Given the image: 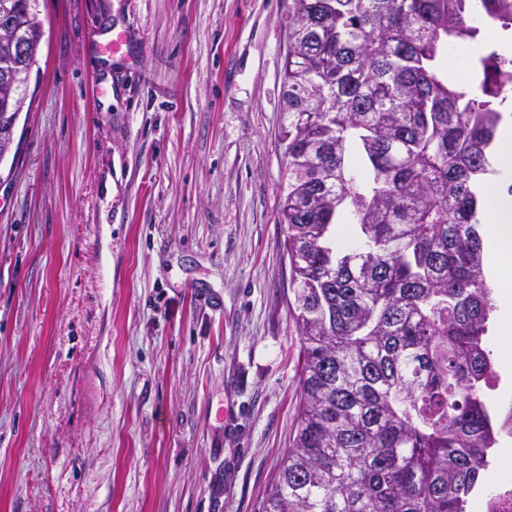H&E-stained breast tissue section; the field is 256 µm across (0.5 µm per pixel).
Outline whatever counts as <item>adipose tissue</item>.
Here are the masks:
<instances>
[{
  "mask_svg": "<svg viewBox=\"0 0 512 512\" xmlns=\"http://www.w3.org/2000/svg\"><path fill=\"white\" fill-rule=\"evenodd\" d=\"M493 162L497 176L483 191V242L504 313L499 324V334L506 342L502 366L512 370V194L507 191L512 183V123L497 137Z\"/></svg>",
  "mask_w": 512,
  "mask_h": 512,
  "instance_id": "ef3b65f1",
  "label": "adipose tissue"
}]
</instances>
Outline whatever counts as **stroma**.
I'll use <instances>...</instances> for the list:
<instances>
[{
  "label": "stroma",
  "instance_id": "obj_1",
  "mask_svg": "<svg viewBox=\"0 0 512 512\" xmlns=\"http://www.w3.org/2000/svg\"><path fill=\"white\" fill-rule=\"evenodd\" d=\"M291 10L40 0L0 162V512H255L300 399Z\"/></svg>",
  "mask_w": 512,
  "mask_h": 512
}]
</instances>
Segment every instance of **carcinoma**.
I'll return each instance as SVG.
<instances>
[{
    "label": "carcinoma",
    "instance_id": "carcinoma-1",
    "mask_svg": "<svg viewBox=\"0 0 512 512\" xmlns=\"http://www.w3.org/2000/svg\"><path fill=\"white\" fill-rule=\"evenodd\" d=\"M281 209L303 364L297 425L257 512H466L512 403L487 336L478 186L512 104V0H292ZM43 22L0 0V162ZM476 44L448 81V45ZM341 214L355 241L333 238Z\"/></svg>",
    "mask_w": 512,
    "mask_h": 512
}]
</instances>
